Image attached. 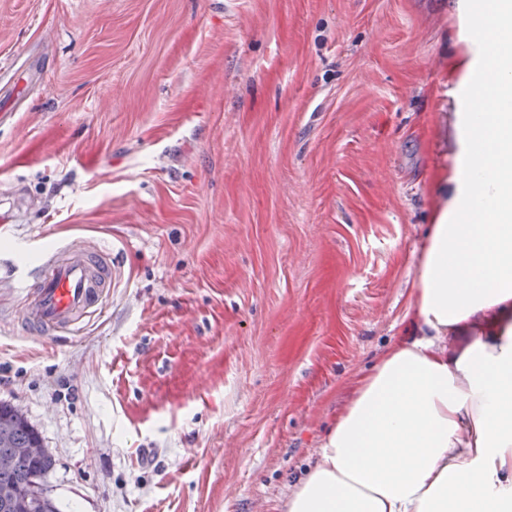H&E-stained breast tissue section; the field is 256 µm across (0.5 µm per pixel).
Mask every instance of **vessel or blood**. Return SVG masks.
<instances>
[{
  "label": "vessel or blood",
  "mask_w": 512,
  "mask_h": 512,
  "mask_svg": "<svg viewBox=\"0 0 512 512\" xmlns=\"http://www.w3.org/2000/svg\"><path fill=\"white\" fill-rule=\"evenodd\" d=\"M118 274L109 255L71 241L46 257L32 284L21 285L18 318L33 335L73 334L100 312Z\"/></svg>",
  "instance_id": "vessel-or-blood-1"
}]
</instances>
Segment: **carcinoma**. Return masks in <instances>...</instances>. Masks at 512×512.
<instances>
[{"label": "carcinoma", "instance_id": "carcinoma-1", "mask_svg": "<svg viewBox=\"0 0 512 512\" xmlns=\"http://www.w3.org/2000/svg\"><path fill=\"white\" fill-rule=\"evenodd\" d=\"M40 441L39 434L24 415L9 405L0 403V458L12 457L9 468H0V485L15 487L22 499L37 500L43 507L37 512H60L46 487V477L52 465L48 453L39 457H26L19 449L28 448Z\"/></svg>", "mask_w": 512, "mask_h": 512}]
</instances>
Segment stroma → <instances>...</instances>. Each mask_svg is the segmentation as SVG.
<instances>
[{"mask_svg":"<svg viewBox=\"0 0 512 512\" xmlns=\"http://www.w3.org/2000/svg\"><path fill=\"white\" fill-rule=\"evenodd\" d=\"M457 0H0V267L81 237L74 336L0 288L60 512H284L399 336L480 48Z\"/></svg>","mask_w":512,"mask_h":512,"instance_id":"stroma-1","label":"stroma"}]
</instances>
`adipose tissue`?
Instances as JSON below:
<instances>
[{"instance_id": "obj_1", "label": "adipose tissue", "mask_w": 512, "mask_h": 512, "mask_svg": "<svg viewBox=\"0 0 512 512\" xmlns=\"http://www.w3.org/2000/svg\"><path fill=\"white\" fill-rule=\"evenodd\" d=\"M483 94L406 325L293 483L286 512H512V0H484Z\"/></svg>"}]
</instances>
